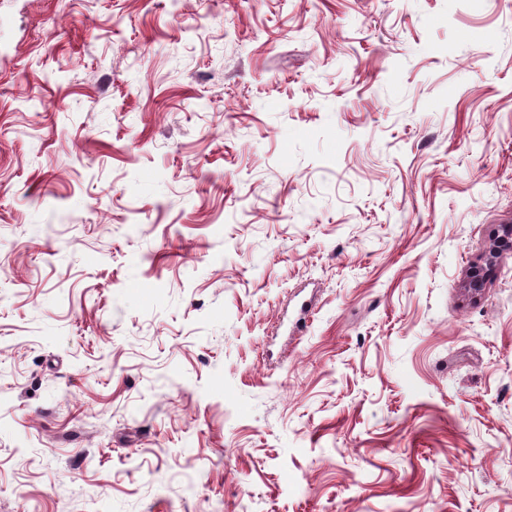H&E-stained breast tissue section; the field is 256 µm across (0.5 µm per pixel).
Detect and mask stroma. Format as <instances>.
I'll return each instance as SVG.
<instances>
[{
	"instance_id": "1",
	"label": "stroma",
	"mask_w": 512,
	"mask_h": 512,
	"mask_svg": "<svg viewBox=\"0 0 512 512\" xmlns=\"http://www.w3.org/2000/svg\"><path fill=\"white\" fill-rule=\"evenodd\" d=\"M499 224L512 0H0V512H512ZM507 256H512V224H501L485 260L482 263L472 265L469 269L465 288H468L474 294L480 293L485 287L492 268Z\"/></svg>"
}]
</instances>
